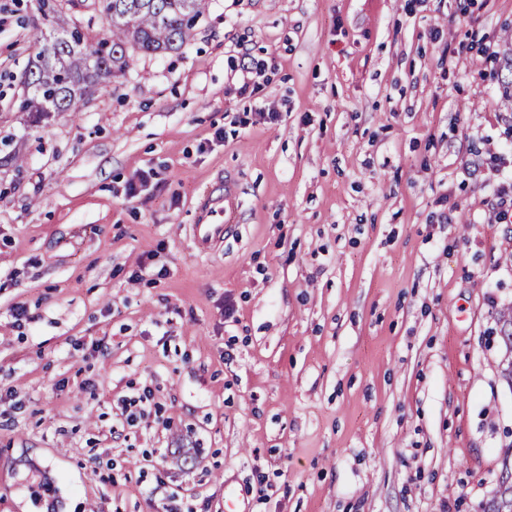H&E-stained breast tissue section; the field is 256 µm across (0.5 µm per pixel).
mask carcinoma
I'll return each instance as SVG.
<instances>
[{"label":"carcinoma","instance_id":"1","mask_svg":"<svg viewBox=\"0 0 512 512\" xmlns=\"http://www.w3.org/2000/svg\"><path fill=\"white\" fill-rule=\"evenodd\" d=\"M85 0H38L45 18ZM208 0H95L107 24L98 39L73 27L41 37V46L23 74L27 95L20 110L40 121L53 112H79L88 88L130 66L134 50L157 54L178 50L192 35Z\"/></svg>","mask_w":512,"mask_h":512}]
</instances>
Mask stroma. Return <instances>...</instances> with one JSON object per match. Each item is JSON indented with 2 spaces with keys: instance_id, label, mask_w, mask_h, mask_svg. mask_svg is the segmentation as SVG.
I'll list each match as a JSON object with an SVG mask.
<instances>
[{
  "instance_id": "35a3bbf8",
  "label": "stroma",
  "mask_w": 512,
  "mask_h": 512,
  "mask_svg": "<svg viewBox=\"0 0 512 512\" xmlns=\"http://www.w3.org/2000/svg\"><path fill=\"white\" fill-rule=\"evenodd\" d=\"M42 28L0 0V512H487L512 0H211L34 123Z\"/></svg>"
}]
</instances>
